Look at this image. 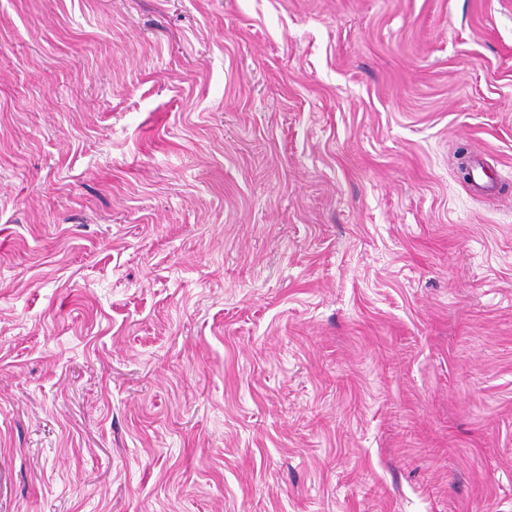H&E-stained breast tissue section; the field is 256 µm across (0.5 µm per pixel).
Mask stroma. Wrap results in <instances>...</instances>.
Here are the masks:
<instances>
[{
  "label": "stroma",
  "instance_id": "1",
  "mask_svg": "<svg viewBox=\"0 0 512 512\" xmlns=\"http://www.w3.org/2000/svg\"><path fill=\"white\" fill-rule=\"evenodd\" d=\"M0 512H512V0H0Z\"/></svg>",
  "mask_w": 512,
  "mask_h": 512
}]
</instances>
